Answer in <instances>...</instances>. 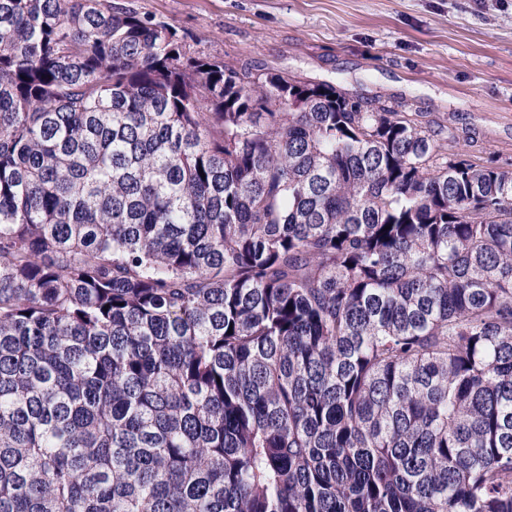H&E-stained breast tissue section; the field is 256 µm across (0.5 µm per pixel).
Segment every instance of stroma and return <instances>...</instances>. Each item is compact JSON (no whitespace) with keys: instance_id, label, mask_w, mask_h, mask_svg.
Here are the masks:
<instances>
[{"instance_id":"obj_1","label":"stroma","mask_w":512,"mask_h":512,"mask_svg":"<svg viewBox=\"0 0 512 512\" xmlns=\"http://www.w3.org/2000/svg\"><path fill=\"white\" fill-rule=\"evenodd\" d=\"M193 51L408 104L444 148L512 162V0H122Z\"/></svg>"}]
</instances>
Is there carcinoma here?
Segmentation results:
<instances>
[{
    "mask_svg": "<svg viewBox=\"0 0 512 512\" xmlns=\"http://www.w3.org/2000/svg\"><path fill=\"white\" fill-rule=\"evenodd\" d=\"M440 135L0 0V512H512V171Z\"/></svg>",
    "mask_w": 512,
    "mask_h": 512,
    "instance_id": "obj_1",
    "label": "carcinoma"
}]
</instances>
